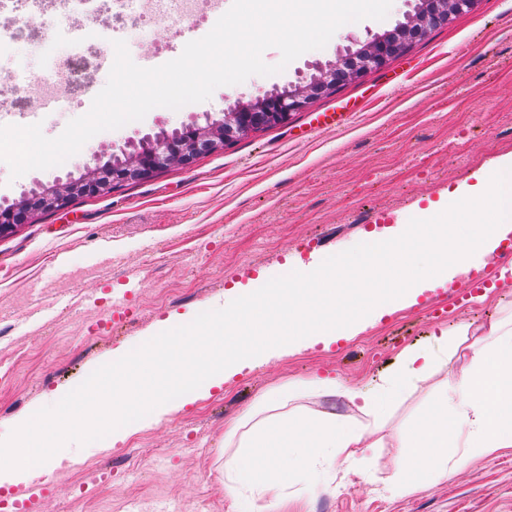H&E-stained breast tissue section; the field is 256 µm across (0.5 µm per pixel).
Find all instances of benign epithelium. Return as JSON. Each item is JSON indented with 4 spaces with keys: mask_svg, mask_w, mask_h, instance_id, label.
Instances as JSON below:
<instances>
[{
    "mask_svg": "<svg viewBox=\"0 0 512 512\" xmlns=\"http://www.w3.org/2000/svg\"><path fill=\"white\" fill-rule=\"evenodd\" d=\"M454 13L442 0H431L430 10L412 15L400 29L384 36H375L359 43L356 52H346L336 61L319 70L311 82L296 85L283 93L261 92L238 106L224 110L222 117H206L203 124H191L198 129L188 138L179 130H162L147 136L142 146L123 154L117 164L86 163L78 179L56 180L43 186L42 193L31 198L23 196L5 208L0 207V238L8 236L24 224H30L42 211L67 209L76 197L106 195L112 189L130 181L152 177L171 165L188 169L208 152L230 146L239 135L286 123L290 115L308 109L320 97L333 95L348 82L361 80L369 69H378L408 54L411 47L425 36L427 24L445 25Z\"/></svg>",
    "mask_w": 512,
    "mask_h": 512,
    "instance_id": "benign-epithelium-1",
    "label": "benign epithelium"
}]
</instances>
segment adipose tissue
Returning <instances> with one entry per match:
<instances>
[{"label": "adipose tissue", "mask_w": 512, "mask_h": 512, "mask_svg": "<svg viewBox=\"0 0 512 512\" xmlns=\"http://www.w3.org/2000/svg\"><path fill=\"white\" fill-rule=\"evenodd\" d=\"M435 343L405 349L397 367L370 390L338 376H315L257 399L224 431V494L236 512H283L292 486L314 498L338 465L354 461L367 427H382L416 381L440 373L460 351L468 358L461 374L443 376L431 412L398 439L391 495L402 498L423 484L449 481L474 461L512 448V319L485 328L462 320ZM336 396L362 419L299 404Z\"/></svg>", "instance_id": "1"}]
</instances>
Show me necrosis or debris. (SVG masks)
Instances as JSON below:
<instances>
[{"instance_id": "4bbe7bcc", "label": "necrosis or debris", "mask_w": 512, "mask_h": 512, "mask_svg": "<svg viewBox=\"0 0 512 512\" xmlns=\"http://www.w3.org/2000/svg\"><path fill=\"white\" fill-rule=\"evenodd\" d=\"M88 10L83 18L73 12L74 0H48L55 9L57 19L63 20L64 29L44 27L38 13H28L26 22L32 33L51 38L64 37L71 41L73 51L66 66L58 70L52 79H38L20 87L8 83L7 94L13 99L17 111L27 112L32 105L53 109L56 98L84 104L86 85L97 70L111 69L115 52L113 46L99 42L101 32L115 31L124 26L142 25L178 14L187 21L195 20L200 6L217 12L223 0H140L138 11L128 9L129 0H87Z\"/></svg>"}]
</instances>
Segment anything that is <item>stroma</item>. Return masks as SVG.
<instances>
[{
    "label": "stroma",
    "mask_w": 512,
    "mask_h": 512,
    "mask_svg": "<svg viewBox=\"0 0 512 512\" xmlns=\"http://www.w3.org/2000/svg\"><path fill=\"white\" fill-rule=\"evenodd\" d=\"M416 0H393L385 19L341 26L324 48L282 72L218 87L207 101L156 107L144 119L103 131L62 165L11 178L0 162V202L109 160L128 142L204 122L258 90L305 82L356 42L393 30ZM178 18L132 28L125 42L136 64L183 51ZM64 44L21 36L0 46V69L18 82L65 64ZM358 100L341 130L296 139L310 112ZM512 153V0H479L417 43L407 56L357 84L294 113L288 125L239 138L189 169L170 168L80 198L0 238V430L55 405L98 367L163 331L223 308L235 292L333 256L421 217L429 203L473 184ZM450 289L395 308L366 330L244 370L208 396L129 428L101 451L100 441L61 449L62 470L47 477L35 512H234L224 497V430L260 396L289 380L339 376L372 386L409 346L462 319L483 325L512 308V292L452 305ZM114 305L126 316L107 324ZM438 377L418 383L378 432L371 449L310 500L292 496L288 512H512V453L475 461L447 482L411 497L381 490L397 475V426L429 412Z\"/></svg>",
    "instance_id": "obj_1"
}]
</instances>
